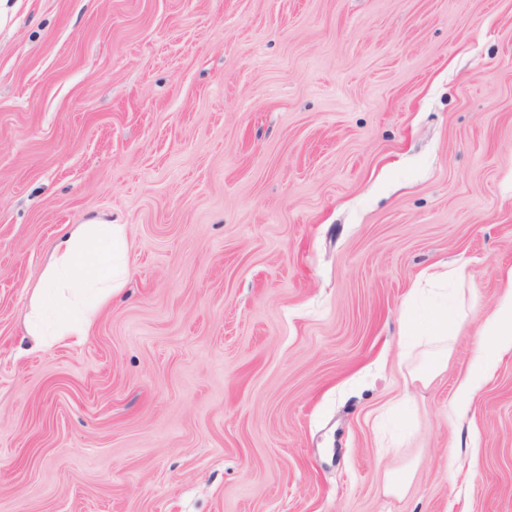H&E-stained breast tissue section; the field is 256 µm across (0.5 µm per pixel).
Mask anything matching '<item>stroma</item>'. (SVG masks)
Here are the masks:
<instances>
[{
  "instance_id": "obj_1",
  "label": "stroma",
  "mask_w": 512,
  "mask_h": 512,
  "mask_svg": "<svg viewBox=\"0 0 512 512\" xmlns=\"http://www.w3.org/2000/svg\"><path fill=\"white\" fill-rule=\"evenodd\" d=\"M92 220L130 279L34 347ZM511 267L512 0H0V512H512V352L450 411ZM127 248L122 224H78L59 236L25 317V336L37 347L87 336L100 309L127 281ZM463 277L464 272L460 267L435 265L420 275L411 291L408 302L421 298L427 301V308L423 315L408 321L401 336L411 337L403 343L402 358L410 359L417 348L423 347L418 354L420 361L413 372L421 382L429 381L447 366L451 342L468 314L475 309L474 303L468 308L456 303L448 305V289L436 288L448 286L449 281H458Z\"/></svg>"
}]
</instances>
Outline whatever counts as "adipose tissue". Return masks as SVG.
I'll use <instances>...</instances> for the list:
<instances>
[{"mask_svg": "<svg viewBox=\"0 0 512 512\" xmlns=\"http://www.w3.org/2000/svg\"><path fill=\"white\" fill-rule=\"evenodd\" d=\"M127 248L122 224H79L54 241L24 322L34 345L49 347L69 336L88 335L100 309L127 281ZM463 276L462 268L435 265L420 275L411 291V299L425 300L426 311L408 322L402 357L419 355L414 369L419 381H429L447 366L451 343L469 314L463 305L449 303L446 289L448 282ZM500 288V301L478 334L477 369L459 380L456 414L465 413L467 397L495 358L512 350V268L502 273Z\"/></svg>", "mask_w": 512, "mask_h": 512, "instance_id": "obj_1", "label": "adipose tissue"}]
</instances>
